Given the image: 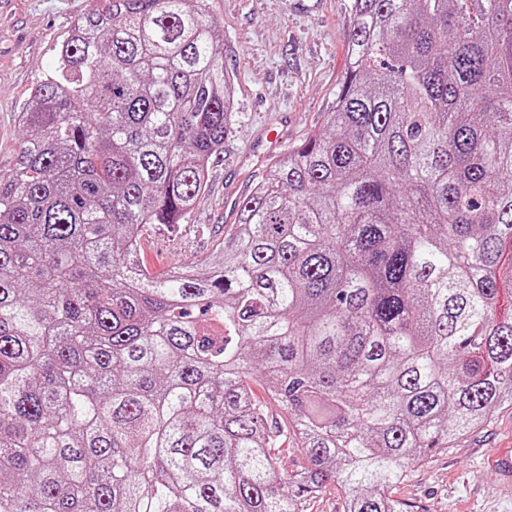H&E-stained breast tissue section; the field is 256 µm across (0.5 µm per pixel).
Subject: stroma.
I'll list each match as a JSON object with an SVG mask.
<instances>
[{
	"instance_id": "stroma-1",
	"label": "stroma",
	"mask_w": 512,
	"mask_h": 512,
	"mask_svg": "<svg viewBox=\"0 0 512 512\" xmlns=\"http://www.w3.org/2000/svg\"><path fill=\"white\" fill-rule=\"evenodd\" d=\"M94 0H10L0 10V175L15 166L20 114L50 69L54 48ZM224 31V66L234 87L238 120L211 166L206 187L186 222L144 233L140 252L153 272L191 264L214 253L236 211L227 199L247 195L265 175L250 158L258 130L280 113L292 115L288 145L322 127L336 108L349 67L350 0H208ZM512 456V409L456 448L414 467L393 496L404 512H512V485L492 463Z\"/></svg>"
}]
</instances>
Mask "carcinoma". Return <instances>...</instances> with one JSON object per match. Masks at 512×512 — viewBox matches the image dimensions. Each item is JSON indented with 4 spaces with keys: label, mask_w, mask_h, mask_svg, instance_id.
Returning <instances> with one entry per match:
<instances>
[{
    "label": "carcinoma",
    "mask_w": 512,
    "mask_h": 512,
    "mask_svg": "<svg viewBox=\"0 0 512 512\" xmlns=\"http://www.w3.org/2000/svg\"><path fill=\"white\" fill-rule=\"evenodd\" d=\"M351 11L336 110L162 275L140 240L235 122L224 33L206 0H96L55 47L0 177V512H308L331 484L403 512L413 466L512 407V0Z\"/></svg>",
    "instance_id": "1"
}]
</instances>
